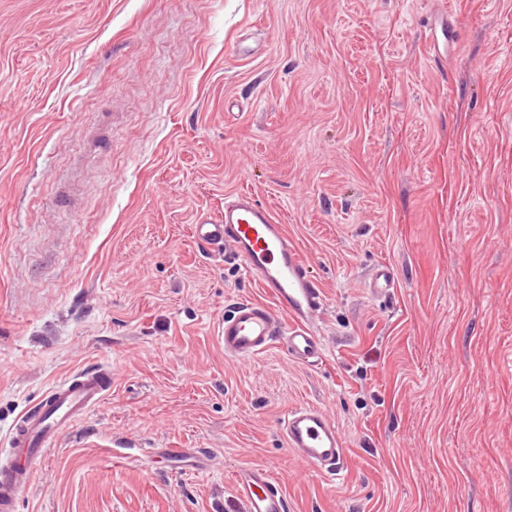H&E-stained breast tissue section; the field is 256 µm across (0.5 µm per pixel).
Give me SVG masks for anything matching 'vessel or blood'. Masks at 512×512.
I'll return each instance as SVG.
<instances>
[{"instance_id": "1", "label": "vessel or blood", "mask_w": 512, "mask_h": 512, "mask_svg": "<svg viewBox=\"0 0 512 512\" xmlns=\"http://www.w3.org/2000/svg\"><path fill=\"white\" fill-rule=\"evenodd\" d=\"M193 237L237 261L266 295L262 301L235 302L217 317L216 338L225 355L247 359L281 342L289 356L302 364L321 360L323 343L316 324L326 308L325 295L310 275L309 259L268 207L249 191L232 193L225 197L220 217L197 219ZM111 386L107 370H83L55 383L21 415L9 438L10 454L0 459V512H13L16 501L33 486L37 461L87 419ZM281 428L287 447L301 465L330 481L340 476L348 450L324 409L298 406ZM234 488L248 512H288L286 497L265 467L241 469Z\"/></svg>"}]
</instances>
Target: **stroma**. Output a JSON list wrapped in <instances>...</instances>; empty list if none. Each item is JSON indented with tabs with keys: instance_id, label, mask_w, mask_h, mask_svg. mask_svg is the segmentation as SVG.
Listing matches in <instances>:
<instances>
[{
	"instance_id": "35a3bbf8",
	"label": "stroma",
	"mask_w": 512,
	"mask_h": 512,
	"mask_svg": "<svg viewBox=\"0 0 512 512\" xmlns=\"http://www.w3.org/2000/svg\"><path fill=\"white\" fill-rule=\"evenodd\" d=\"M243 189L312 262L319 365L217 341L262 292L192 226ZM100 365L15 512H246L250 465L288 512H512V0H0V448ZM287 447L296 460L329 481L345 469L348 448L335 421L322 408L300 405L281 423Z\"/></svg>"
}]
</instances>
